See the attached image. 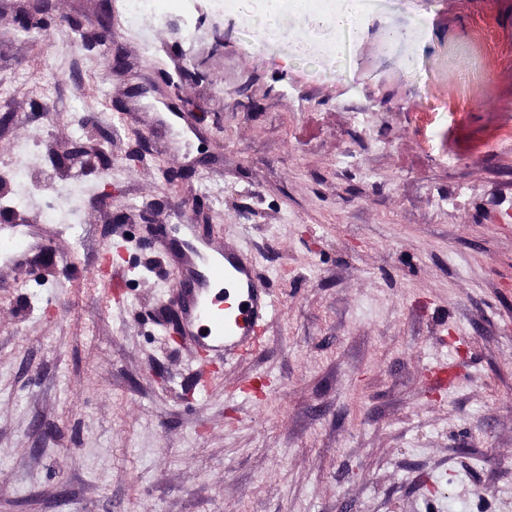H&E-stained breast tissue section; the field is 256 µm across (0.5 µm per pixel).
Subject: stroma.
I'll list each match as a JSON object with an SVG mask.
<instances>
[{
	"label": "stroma",
	"mask_w": 512,
	"mask_h": 512,
	"mask_svg": "<svg viewBox=\"0 0 512 512\" xmlns=\"http://www.w3.org/2000/svg\"><path fill=\"white\" fill-rule=\"evenodd\" d=\"M34 10L0 0V512H512V0H366L342 36ZM180 204L276 300L205 379Z\"/></svg>",
	"instance_id": "obj_1"
}]
</instances>
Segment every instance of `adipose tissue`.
Listing matches in <instances>:
<instances>
[{
	"mask_svg": "<svg viewBox=\"0 0 512 512\" xmlns=\"http://www.w3.org/2000/svg\"><path fill=\"white\" fill-rule=\"evenodd\" d=\"M308 0H262L263 13L267 18L270 32H278L279 24L286 12L308 11ZM364 7V0H320V6L311 12L318 27L331 28L337 32L350 29L358 20Z\"/></svg>",
	"mask_w": 512,
	"mask_h": 512,
	"instance_id": "ef3b65f1",
	"label": "adipose tissue"
}]
</instances>
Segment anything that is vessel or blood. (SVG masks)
<instances>
[{"label": "vessel or blood", "mask_w": 512, "mask_h": 512, "mask_svg": "<svg viewBox=\"0 0 512 512\" xmlns=\"http://www.w3.org/2000/svg\"><path fill=\"white\" fill-rule=\"evenodd\" d=\"M169 239L177 244L174 301L184 343L208 360L238 357L273 313L270 289L248 255L216 247L196 225H171Z\"/></svg>", "instance_id": "vessel-or-blood-1"}]
</instances>
